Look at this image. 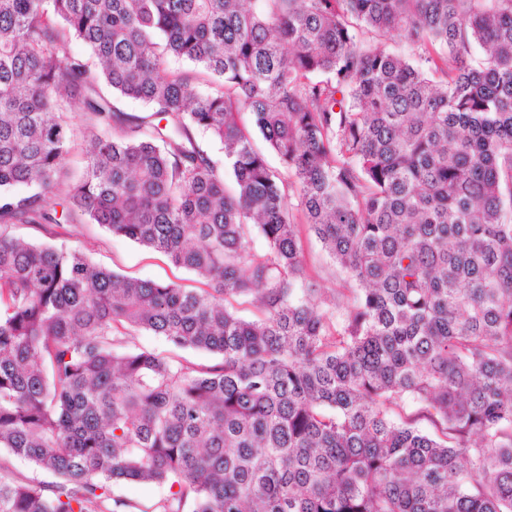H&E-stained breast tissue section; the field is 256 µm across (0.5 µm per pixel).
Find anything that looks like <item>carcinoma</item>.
<instances>
[{"mask_svg": "<svg viewBox=\"0 0 512 512\" xmlns=\"http://www.w3.org/2000/svg\"><path fill=\"white\" fill-rule=\"evenodd\" d=\"M51 195L205 287L14 234ZM2 450L0 512H512V0H0ZM298 224L301 247L305 256L306 280L317 288L322 299L330 298L341 288H349L345 283V275L336 271L332 260L322 248L316 236L309 231L307 224L295 213ZM166 494L167 488L164 486L143 485L138 483L126 484L115 493V495L125 498L140 508L151 506L155 501L164 497Z\"/></svg>", "mask_w": 512, "mask_h": 512, "instance_id": "carcinoma-1", "label": "carcinoma"}]
</instances>
